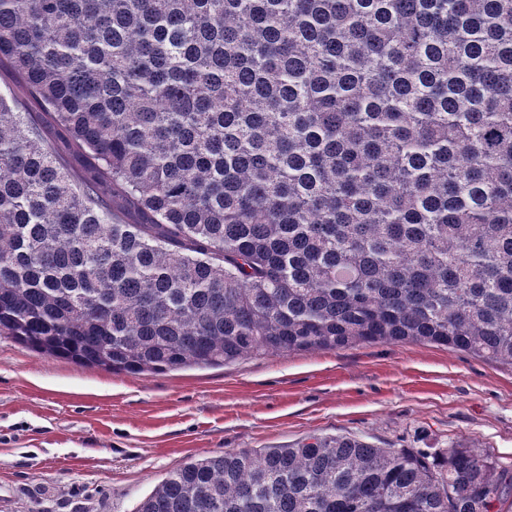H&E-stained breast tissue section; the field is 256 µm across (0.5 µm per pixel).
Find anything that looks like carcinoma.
<instances>
[{"label": "carcinoma", "mask_w": 512, "mask_h": 512, "mask_svg": "<svg viewBox=\"0 0 512 512\" xmlns=\"http://www.w3.org/2000/svg\"><path fill=\"white\" fill-rule=\"evenodd\" d=\"M0 336L138 374L423 342L512 366V0H0ZM347 436L135 512H502ZM0 90L1 92H10L16 99L24 101L29 112H39L41 109L29 100L25 87L19 83L10 68L0 64Z\"/></svg>", "instance_id": "cac0c4a2"}]
</instances>
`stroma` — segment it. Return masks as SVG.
Here are the masks:
<instances>
[{
  "label": "stroma",
  "mask_w": 512,
  "mask_h": 512,
  "mask_svg": "<svg viewBox=\"0 0 512 512\" xmlns=\"http://www.w3.org/2000/svg\"><path fill=\"white\" fill-rule=\"evenodd\" d=\"M313 434L512 470V367L400 342L117 374L0 336V512H134L190 458Z\"/></svg>",
  "instance_id": "35a3bbf8"
}]
</instances>
